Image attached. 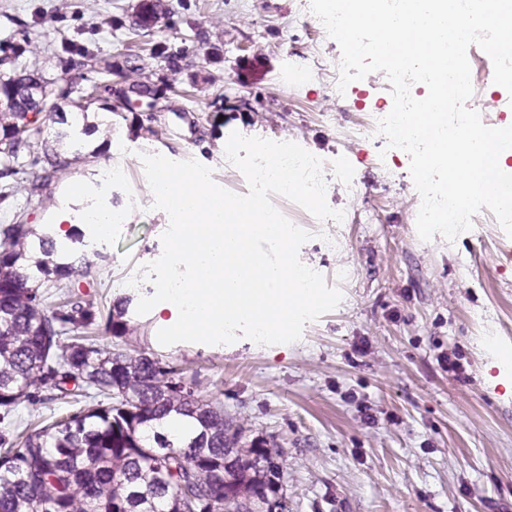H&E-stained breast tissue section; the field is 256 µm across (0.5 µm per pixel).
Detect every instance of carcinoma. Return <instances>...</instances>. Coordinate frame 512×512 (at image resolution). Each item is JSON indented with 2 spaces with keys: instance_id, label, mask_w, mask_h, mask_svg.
Listing matches in <instances>:
<instances>
[{
  "instance_id": "cac0c4a2",
  "label": "carcinoma",
  "mask_w": 512,
  "mask_h": 512,
  "mask_svg": "<svg viewBox=\"0 0 512 512\" xmlns=\"http://www.w3.org/2000/svg\"><path fill=\"white\" fill-rule=\"evenodd\" d=\"M35 74L20 62L0 78V92L20 89ZM23 115L0 119L5 170L29 146L32 129ZM70 165L55 148L43 149L42 165L31 172L34 186ZM27 224L0 225V410L7 415L48 383L72 396L74 413L46 420L16 439L0 437V512H250L285 509L283 455L264 438L243 440L244 425L224 408L195 393L183 371L146 353L103 349L82 330L104 322L125 336L129 299L115 301L102 315L63 296L42 292L91 263L72 258L51 234L38 237L44 258L36 272L20 263ZM76 333L61 342L64 327ZM78 381L68 394L62 384ZM172 416L191 419L194 432L174 438L143 429Z\"/></svg>"
}]
</instances>
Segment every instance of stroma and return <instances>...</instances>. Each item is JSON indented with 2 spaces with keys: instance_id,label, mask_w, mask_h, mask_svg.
<instances>
[{
  "instance_id": "obj_1",
  "label": "stroma",
  "mask_w": 512,
  "mask_h": 512,
  "mask_svg": "<svg viewBox=\"0 0 512 512\" xmlns=\"http://www.w3.org/2000/svg\"><path fill=\"white\" fill-rule=\"evenodd\" d=\"M157 23L139 26L138 0H0V76L5 54L22 46L43 82L39 134L16 174L0 177V224L66 231L89 274L63 282L64 296L105 310L150 296V281L127 286L138 265L162 254L169 225L142 189L141 153L212 168L223 183L231 132L294 141L335 161L327 202L347 221L298 209L311 238L302 263L338 287V307L306 324L299 341L260 346L155 343L151 315L129 313L131 333L98 328L101 348L143 351L195 378L198 395L240 419L246 438L284 451L288 512H512V238L476 224L454 241L418 236L408 166L381 158L380 144L355 136L367 107L384 103L389 81L374 72L336 99L324 75L340 49L319 30L310 0H160ZM320 44L310 77L285 80L289 49ZM112 61L116 87L146 85L142 106L74 108L67 83L100 82ZM55 146L72 160L50 184L28 173ZM109 168L123 182L98 189ZM93 207L122 212L100 236L84 224ZM454 360L460 371L448 370ZM48 389L0 417V434L75 412Z\"/></svg>"
}]
</instances>
